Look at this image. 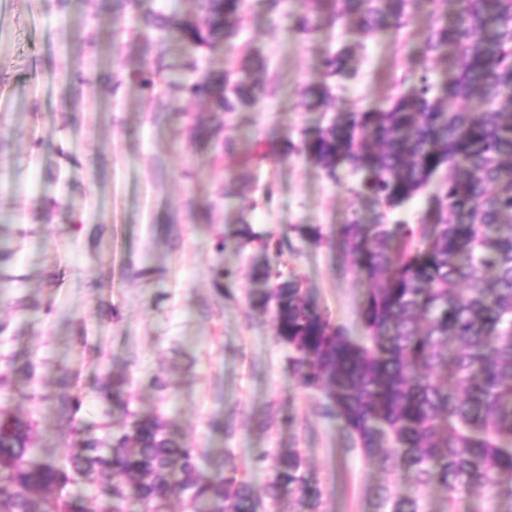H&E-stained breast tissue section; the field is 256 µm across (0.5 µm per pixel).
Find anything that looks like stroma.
Wrapping results in <instances>:
<instances>
[{
    "label": "stroma",
    "instance_id": "35a3bbf8",
    "mask_svg": "<svg viewBox=\"0 0 512 512\" xmlns=\"http://www.w3.org/2000/svg\"><path fill=\"white\" fill-rule=\"evenodd\" d=\"M305 0L269 12L246 0L236 47L192 51L135 35L136 11L195 17L199 0H0V411L34 418V445L65 455L75 431H121L158 417L201 454L205 471L235 463L256 492L269 460L299 452L323 512H372L401 472L367 461L320 391L299 386L264 295L271 270L296 277L350 335L368 281L342 236L377 210L298 151L304 136L352 110L384 108L405 75L447 76L424 61L433 17L367 35L327 13L304 35ZM352 49L357 78L328 105L305 92L323 61ZM257 55L248 73L269 93L230 116L168 91L148 98L127 76L161 59H196L217 75ZM83 404H57L62 379ZM267 463L256 464L258 455Z\"/></svg>",
    "mask_w": 512,
    "mask_h": 512
}]
</instances>
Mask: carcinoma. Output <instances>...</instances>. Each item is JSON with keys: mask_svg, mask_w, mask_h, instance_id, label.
Listing matches in <instances>:
<instances>
[{"mask_svg": "<svg viewBox=\"0 0 512 512\" xmlns=\"http://www.w3.org/2000/svg\"><path fill=\"white\" fill-rule=\"evenodd\" d=\"M365 34L403 29L419 0H310ZM456 19L435 15L425 59L442 58L448 77L423 71L383 109L345 112L302 140L301 151L335 182L381 207L371 224L344 225L356 272L368 280L360 307L366 335L351 336L312 306L295 279L275 284L277 338L288 345L297 380L322 392L368 459L401 470L415 492L382 487L374 512H427L440 487L448 512L476 488L512 499V0H452ZM244 0H203L200 19L146 14L142 26L198 49L234 44ZM336 82L356 77L351 51L324 61ZM159 61L130 75L143 97L160 85L231 115L266 96L236 69L187 82ZM423 223L391 215L431 185ZM34 421L0 412V512H97L62 495L70 484L105 477L112 512L133 501L142 512H262L264 499L298 493L299 512H322V491L299 454L276 458L263 494L236 465L208 475L198 450L156 418H133L114 435L90 438L65 456L32 443Z\"/></svg>", "mask_w": 512, "mask_h": 512, "instance_id": "carcinoma-1", "label": "carcinoma"}]
</instances>
